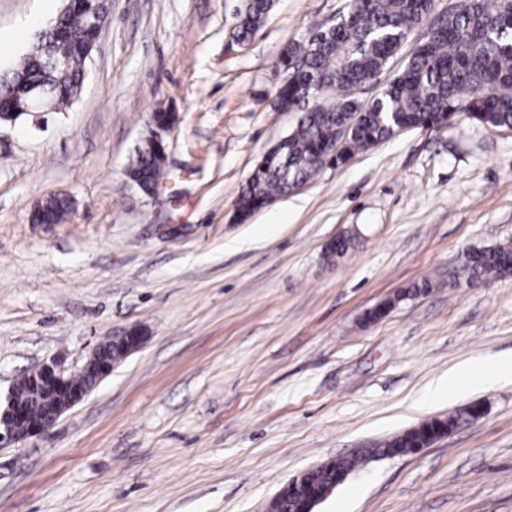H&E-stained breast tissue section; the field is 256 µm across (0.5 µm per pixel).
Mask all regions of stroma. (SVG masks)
Wrapping results in <instances>:
<instances>
[{"mask_svg": "<svg viewBox=\"0 0 512 512\" xmlns=\"http://www.w3.org/2000/svg\"><path fill=\"white\" fill-rule=\"evenodd\" d=\"M239 4L107 0L73 104L0 128V389L147 337L49 431L0 446V512H265L302 470L475 403L479 419L360 466L316 512H512V383L424 401L449 370L512 354V274L464 269L512 240V129L405 130L232 222L298 120L273 104L284 49L348 0H276L245 46ZM61 7L0 0V73ZM158 107L176 115L172 180L149 195L127 172ZM55 196L66 222L34 223Z\"/></svg>", "mask_w": 512, "mask_h": 512, "instance_id": "stroma-1", "label": "stroma"}]
</instances>
